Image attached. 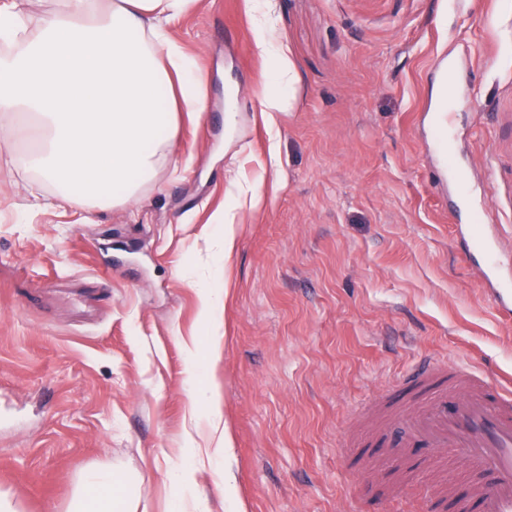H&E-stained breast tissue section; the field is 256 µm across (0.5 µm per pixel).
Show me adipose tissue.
<instances>
[{"instance_id": "obj_1", "label": "adipose tissue", "mask_w": 512, "mask_h": 512, "mask_svg": "<svg viewBox=\"0 0 512 512\" xmlns=\"http://www.w3.org/2000/svg\"><path fill=\"white\" fill-rule=\"evenodd\" d=\"M197 0H58L33 29L0 0V136L33 139L23 165L74 205L131 204L178 144L180 113L202 121L204 78L170 34ZM125 475L84 476L69 512H139Z\"/></svg>"}]
</instances>
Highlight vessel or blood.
I'll list each match as a JSON object with an SVG mask.
<instances>
[{"label": "vessel or blood", "instance_id": "b4317fda", "mask_svg": "<svg viewBox=\"0 0 512 512\" xmlns=\"http://www.w3.org/2000/svg\"><path fill=\"white\" fill-rule=\"evenodd\" d=\"M473 255L485 267V293L512 316V281L499 275L495 244L479 238ZM361 413L379 416L381 422L350 434V467L384 458L387 482L400 489L404 474L448 458L482 481L466 495L438 477L429 512H512L511 390L473 369L427 357L372 398Z\"/></svg>", "mask_w": 512, "mask_h": 512}]
</instances>
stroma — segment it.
<instances>
[{"label": "stroma", "mask_w": 512, "mask_h": 512, "mask_svg": "<svg viewBox=\"0 0 512 512\" xmlns=\"http://www.w3.org/2000/svg\"><path fill=\"white\" fill-rule=\"evenodd\" d=\"M171 31L209 107L135 204L37 205L54 187L0 137V491L67 512L83 474L111 468L145 512H351L356 487L362 512H421L431 473L393 495L342 443L424 357L512 388V319L485 300L466 231L478 207L512 278V0H199ZM260 37L294 66L273 114ZM443 55L467 201L433 141ZM228 206L229 257L212 222ZM202 283L228 289L215 351ZM209 388L227 450L194 426Z\"/></svg>", "instance_id": "stroma-1"}]
</instances>
